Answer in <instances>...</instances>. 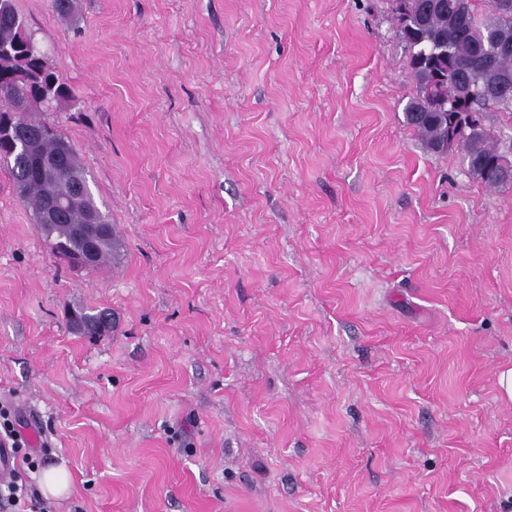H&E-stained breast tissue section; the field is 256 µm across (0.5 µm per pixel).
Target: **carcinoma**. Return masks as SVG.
<instances>
[{"label": "carcinoma", "instance_id": "1", "mask_svg": "<svg viewBox=\"0 0 512 512\" xmlns=\"http://www.w3.org/2000/svg\"><path fill=\"white\" fill-rule=\"evenodd\" d=\"M485 7H480V3ZM396 35L408 54V66L416 90L441 84V99L419 95L404 107L406 124L418 135L426 151L442 155L448 132L471 114L489 108L512 112V0H390ZM24 24L14 0H0V50L9 46L40 71L36 80L15 83L0 73V118L16 113L18 124L42 136L28 146L13 148L0 141V165L10 169L18 198L32 211L38 223L43 211L57 197L69 204L60 222L44 224L38 231L53 251L82 249L71 235L75 224H108L110 218L97 205L74 150H61L67 141L54 124L36 120L31 108L16 107L35 98L37 87L54 88L60 101H74V89L57 81L56 72L45 74L34 57L39 47L16 43L15 25ZM463 163L469 174L489 188L512 185V151L501 148L486 127L466 137ZM95 270L112 259V235L95 244Z\"/></svg>", "mask_w": 512, "mask_h": 512}]
</instances>
